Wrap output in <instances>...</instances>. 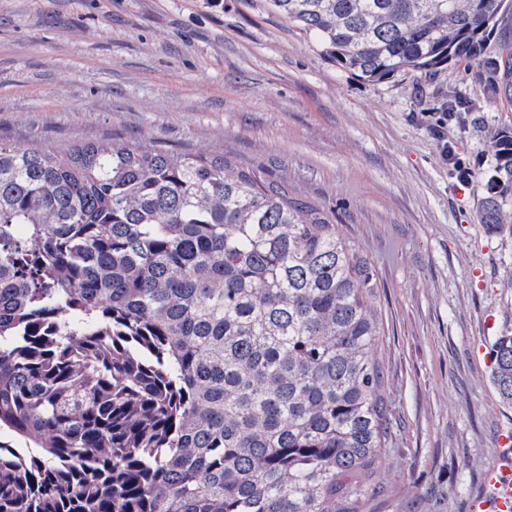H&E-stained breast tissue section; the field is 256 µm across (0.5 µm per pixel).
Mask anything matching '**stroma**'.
<instances>
[{
  "label": "stroma",
  "mask_w": 512,
  "mask_h": 512,
  "mask_svg": "<svg viewBox=\"0 0 512 512\" xmlns=\"http://www.w3.org/2000/svg\"><path fill=\"white\" fill-rule=\"evenodd\" d=\"M488 83L474 61L361 80L265 0H0V139L222 153L287 177L368 256L392 426L359 512H480L512 428L490 381L512 238L477 215L512 102Z\"/></svg>",
  "instance_id": "obj_1"
}]
</instances>
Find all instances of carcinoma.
<instances>
[{
	"label": "carcinoma",
	"instance_id": "1",
	"mask_svg": "<svg viewBox=\"0 0 512 512\" xmlns=\"http://www.w3.org/2000/svg\"><path fill=\"white\" fill-rule=\"evenodd\" d=\"M368 82L474 60L509 0H265ZM501 32V50L486 42ZM478 217L512 235V130ZM222 154L0 142V512H358L391 428L372 265ZM491 383L512 407V334Z\"/></svg>",
	"mask_w": 512,
	"mask_h": 512
}]
</instances>
